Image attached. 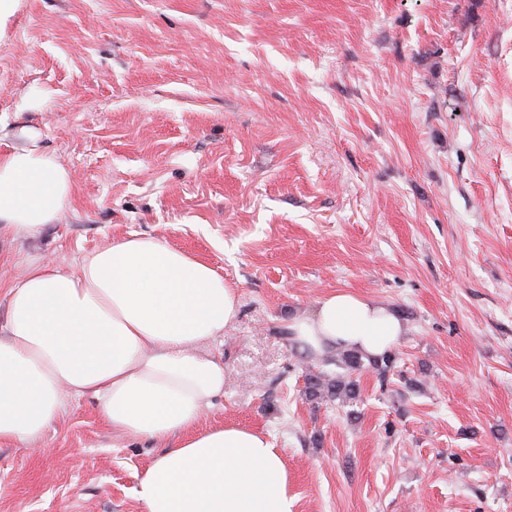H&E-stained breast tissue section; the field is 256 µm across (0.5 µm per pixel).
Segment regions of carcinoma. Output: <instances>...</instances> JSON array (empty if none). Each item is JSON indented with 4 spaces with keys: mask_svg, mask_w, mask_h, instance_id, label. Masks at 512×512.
<instances>
[{
    "mask_svg": "<svg viewBox=\"0 0 512 512\" xmlns=\"http://www.w3.org/2000/svg\"><path fill=\"white\" fill-rule=\"evenodd\" d=\"M330 363L336 365L338 372L324 370L310 371L305 375L304 396L310 401H336L342 407L357 404L361 389L353 373L365 368L372 369L380 381L387 384L389 376L396 368V355L390 350L376 356H369L352 349H339Z\"/></svg>",
    "mask_w": 512,
    "mask_h": 512,
    "instance_id": "cac0c4a2",
    "label": "carcinoma"
}]
</instances>
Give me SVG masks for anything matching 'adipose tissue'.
<instances>
[{
    "instance_id": "adipose-tissue-1",
    "label": "adipose tissue",
    "mask_w": 512,
    "mask_h": 512,
    "mask_svg": "<svg viewBox=\"0 0 512 512\" xmlns=\"http://www.w3.org/2000/svg\"><path fill=\"white\" fill-rule=\"evenodd\" d=\"M71 193L68 171L35 142L0 151V239L39 235ZM237 313L236 289L210 265L153 238L112 243L70 272L27 260L0 323V445L42 446L89 396L113 433L164 445L139 483L143 512H293L288 471L261 435L195 430L224 393V364L204 346ZM284 329L303 352L376 355L405 325L388 306L335 291Z\"/></svg>"
}]
</instances>
